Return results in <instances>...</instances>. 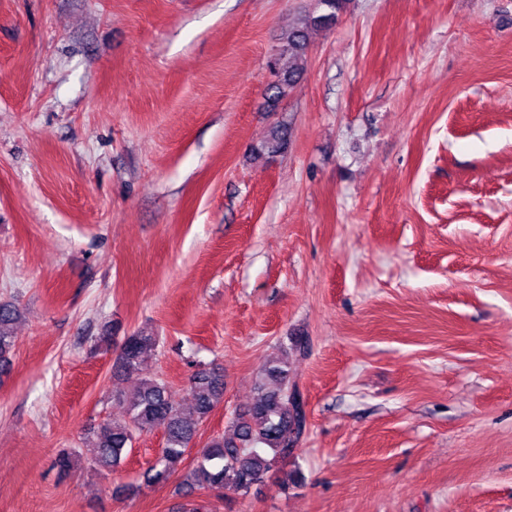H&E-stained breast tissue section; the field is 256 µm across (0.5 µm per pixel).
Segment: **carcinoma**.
<instances>
[{
    "label": "carcinoma",
    "mask_w": 512,
    "mask_h": 512,
    "mask_svg": "<svg viewBox=\"0 0 512 512\" xmlns=\"http://www.w3.org/2000/svg\"><path fill=\"white\" fill-rule=\"evenodd\" d=\"M346 4L347 0H318L316 10L288 31L269 64L272 80L265 90L267 110H275L302 78L308 31L335 25ZM288 142V127L278 124L253 152L271 159L285 153ZM19 315L15 303L0 302V373L10 365L8 355L15 346L13 324ZM156 343L157 336L146 328L123 338L115 370L124 376H138V385L129 393L113 395V402L124 409L126 420L104 423L94 433L88 464L99 476L116 474L136 436L159 429L164 444L155 463L147 470L146 480L167 479L177 471L196 439L199 426L223 396V374L215 368H199L189 381L192 412L185 413L166 382L144 371V354ZM306 350V340L299 337L291 347H283L281 355L265 361L263 372L267 383L258 387L252 404L232 420V436L212 438L192 468L183 474L180 489L184 495L190 496L202 489L246 495L264 482L275 464L295 456L307 426V413L302 395L290 380L288 352L301 356Z\"/></svg>",
    "instance_id": "cac0c4a2"
}]
</instances>
